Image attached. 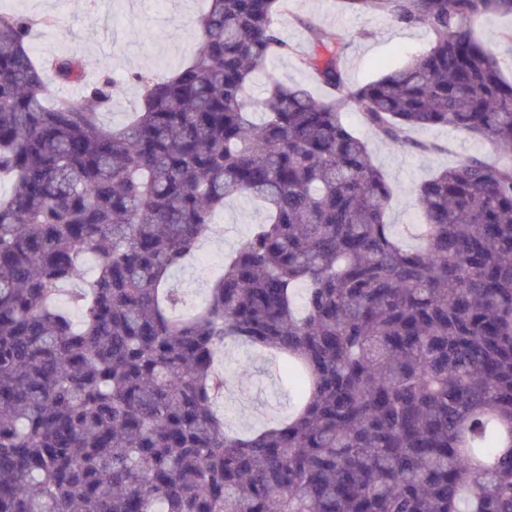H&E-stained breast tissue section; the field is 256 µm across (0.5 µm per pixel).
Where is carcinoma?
<instances>
[{
	"label": "carcinoma",
	"mask_w": 512,
	"mask_h": 512,
	"mask_svg": "<svg viewBox=\"0 0 512 512\" xmlns=\"http://www.w3.org/2000/svg\"><path fill=\"white\" fill-rule=\"evenodd\" d=\"M283 2L207 0L193 56L134 75L119 127L101 115L121 78L48 99L50 77L84 83L82 59L35 57L48 19L0 14V512H512V166L423 181L408 247L344 122L354 107L394 147L447 126L512 157V78L473 34L512 0H341L425 25L430 48L351 89L342 37L312 27L301 64L329 95L272 78L253 100L290 51ZM242 195L268 218L178 314L169 274ZM88 255L76 323L55 299ZM238 345L295 385L288 416L243 435L216 409Z\"/></svg>",
	"instance_id": "carcinoma-1"
}]
</instances>
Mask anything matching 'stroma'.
<instances>
[{
	"mask_svg": "<svg viewBox=\"0 0 512 512\" xmlns=\"http://www.w3.org/2000/svg\"><path fill=\"white\" fill-rule=\"evenodd\" d=\"M202 6V0H107L103 6L98 0H0L1 13L51 18V26L35 32L33 53L48 57L75 52L81 55L87 76L108 68L126 77L111 112L103 116L109 126L126 123L139 104V87L131 81V74L162 76L190 57L199 38L195 20ZM309 21L342 33L347 48L341 65L347 85L353 88L405 65L430 47L431 35L421 25L404 26L386 15L352 13L342 9L338 0H288L275 25L290 51L272 58L266 71L254 76L251 97L263 96L273 78L286 85H306L318 97L325 95V88L313 82L300 63L301 56L314 50L305 28ZM510 31V16L489 15L475 26L476 35L494 49L508 76L512 75V41L506 37ZM346 121L367 142L374 164L386 175L392 188L388 221L411 246L416 243L413 226L422 220L415 192L424 179L469 157L500 165L512 160L497 153L489 142L451 128L416 129L411 133L412 145L394 147L375 137L356 109H348ZM421 142L436 144V151L418 150ZM265 218V210L253 200L229 199L216 218L217 227L223 230L222 246L201 244L196 257L173 273L174 285L206 294L210 281L222 271L225 254ZM223 362L231 392L224 395L220 410L232 430L244 432L287 412L288 384L268 366L266 356L234 346L226 351Z\"/></svg>",
	"mask_w": 512,
	"mask_h": 512,
	"instance_id": "1",
	"label": "stroma"
}]
</instances>
